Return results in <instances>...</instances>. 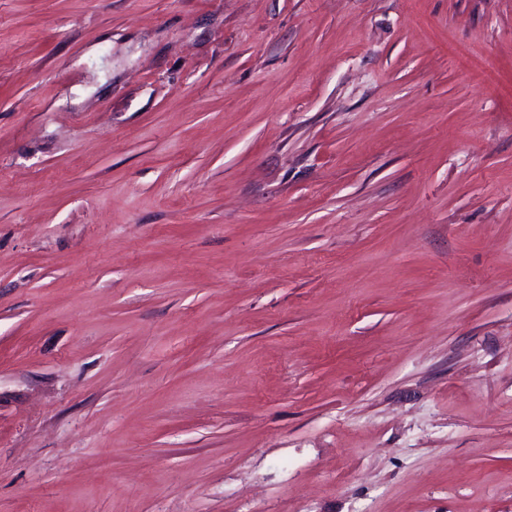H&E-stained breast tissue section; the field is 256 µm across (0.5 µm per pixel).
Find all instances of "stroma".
<instances>
[{
  "label": "stroma",
  "mask_w": 512,
  "mask_h": 512,
  "mask_svg": "<svg viewBox=\"0 0 512 512\" xmlns=\"http://www.w3.org/2000/svg\"><path fill=\"white\" fill-rule=\"evenodd\" d=\"M0 512H512V0H0Z\"/></svg>",
  "instance_id": "stroma-1"
}]
</instances>
